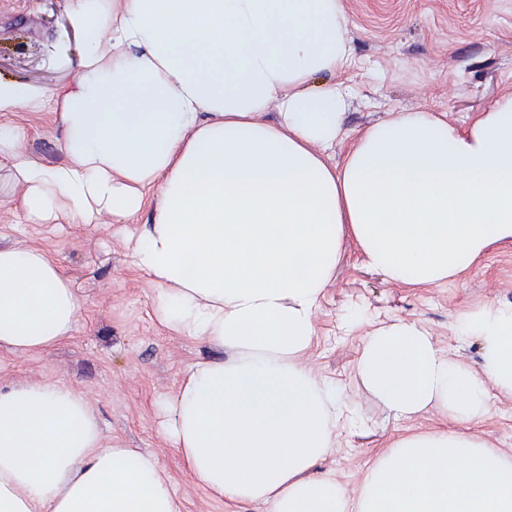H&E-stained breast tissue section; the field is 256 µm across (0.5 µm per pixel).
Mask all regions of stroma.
I'll use <instances>...</instances> for the list:
<instances>
[{
    "mask_svg": "<svg viewBox=\"0 0 512 512\" xmlns=\"http://www.w3.org/2000/svg\"><path fill=\"white\" fill-rule=\"evenodd\" d=\"M353 49L340 79L351 86L342 131L326 162L342 167L358 132L404 112H429L466 129L512 99V0H341ZM88 48L63 0H0V81L40 88L74 86ZM29 129L21 150L39 165L66 162L58 112L22 111ZM19 190L0 162V248L34 247L54 259L81 300L71 339L40 353L0 347V389L28 383L69 385L86 398L107 442L157 457L180 512H225L184 470L166 434L162 408L182 372L198 360L230 359L231 350L167 329L155 314L150 279L133 266L129 232L150 212L92 224L45 222L17 206ZM512 308V240L494 244L460 275L408 286L366 265L344 237L313 314L307 364L340 397L335 444L311 469L358 498L368 467L390 438L458 429L438 410L395 418L362 383L356 362L369 334L397 323L424 327L463 367L478 368L480 339L463 330L468 312ZM487 413L473 434L512 460V398L486 393Z\"/></svg>",
    "mask_w": 512,
    "mask_h": 512,
    "instance_id": "stroma-1",
    "label": "stroma"
}]
</instances>
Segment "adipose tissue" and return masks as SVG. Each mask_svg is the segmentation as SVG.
I'll use <instances>...</instances> for the list:
<instances>
[{
    "mask_svg": "<svg viewBox=\"0 0 512 512\" xmlns=\"http://www.w3.org/2000/svg\"><path fill=\"white\" fill-rule=\"evenodd\" d=\"M91 37L65 92L0 83V112L60 108L65 164L31 162L19 124L0 158L19 204L84 224L159 202L133 263L160 322L234 351L186 367L164 411L185 470L232 508L265 512H512V461L462 431L392 440L357 500L308 472L331 448L336 391L303 355L344 235L388 278L434 284L512 240V101L460 130L428 112L358 136L341 169L323 159L349 87L309 89L352 49L340 0H63ZM279 119L261 121L268 107ZM81 302L36 248L0 249V345L41 352L74 332ZM483 345L463 369L413 323L368 336L357 372L398 418L435 408L481 422L512 397V309L466 320ZM0 512H180L155 456L103 443L84 396L63 385L0 390Z\"/></svg>",
    "mask_w": 512,
    "mask_h": 512,
    "instance_id": "1",
    "label": "adipose tissue"
}]
</instances>
